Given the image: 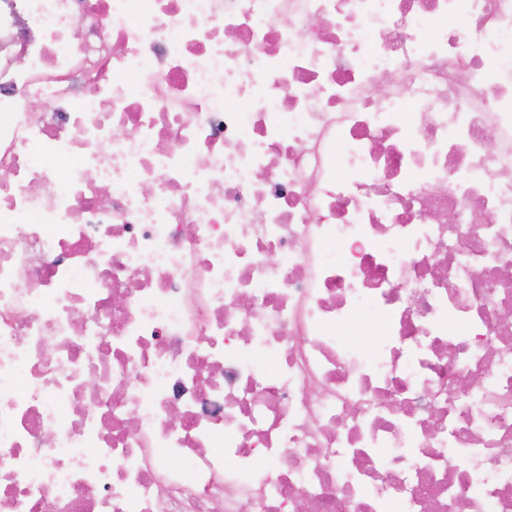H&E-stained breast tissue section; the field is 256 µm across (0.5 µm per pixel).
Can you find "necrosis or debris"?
I'll return each mask as SVG.
<instances>
[{
  "label": "necrosis or debris",
  "mask_w": 512,
  "mask_h": 512,
  "mask_svg": "<svg viewBox=\"0 0 512 512\" xmlns=\"http://www.w3.org/2000/svg\"><path fill=\"white\" fill-rule=\"evenodd\" d=\"M301 504L512 512V0H0V512Z\"/></svg>",
  "instance_id": "obj_1"
}]
</instances>
